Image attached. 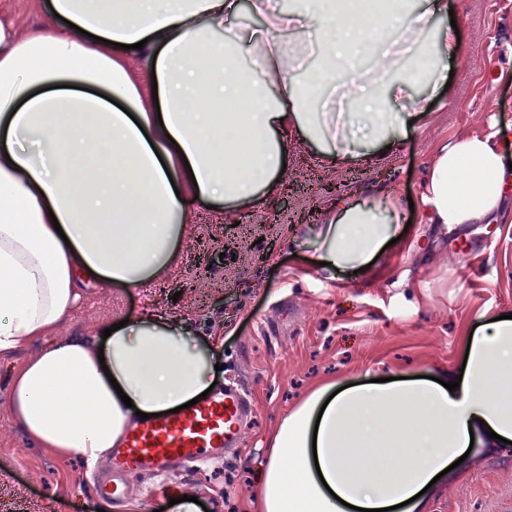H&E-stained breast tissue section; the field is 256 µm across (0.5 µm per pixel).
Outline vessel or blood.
I'll return each mask as SVG.
<instances>
[{
	"label": "vessel or blood",
	"mask_w": 512,
	"mask_h": 512,
	"mask_svg": "<svg viewBox=\"0 0 512 512\" xmlns=\"http://www.w3.org/2000/svg\"><path fill=\"white\" fill-rule=\"evenodd\" d=\"M247 412L244 394L227 386L180 412L140 422L112 451L113 477L101 485L103 502L123 496L125 477L159 476L172 466L223 453Z\"/></svg>",
	"instance_id": "b4317fda"
}]
</instances>
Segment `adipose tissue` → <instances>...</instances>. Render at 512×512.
<instances>
[{
    "label": "adipose tissue",
    "mask_w": 512,
    "mask_h": 512,
    "mask_svg": "<svg viewBox=\"0 0 512 512\" xmlns=\"http://www.w3.org/2000/svg\"><path fill=\"white\" fill-rule=\"evenodd\" d=\"M280 43L256 79L243 64L260 31ZM46 0L51 25L19 31L0 12V356L42 342L91 286L136 288L176 259L192 205L255 208L280 188L295 143L326 160H372L396 145L411 89L443 86L460 40L448 0ZM315 61L282 50L294 20ZM340 89L343 120L314 111ZM113 161L100 171L94 158ZM512 184L497 131L459 136L419 188L428 223H495ZM394 189L340 196L316 227L321 258L369 265L392 239ZM463 374L318 382L270 433L247 512H422V491L469 447L512 441V319H482ZM222 343L190 346L147 314L104 344L54 343L13 377L29 439L87 466L107 458L136 412L164 414L212 384ZM455 390H448L449 382Z\"/></svg>",
    "instance_id": "obj_1"
}]
</instances>
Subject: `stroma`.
<instances>
[{"instance_id":"stroma-1","label":"stroma","mask_w":512,"mask_h":512,"mask_svg":"<svg viewBox=\"0 0 512 512\" xmlns=\"http://www.w3.org/2000/svg\"><path fill=\"white\" fill-rule=\"evenodd\" d=\"M464 52L448 90L424 97L398 148L368 162H331L298 143L286 188L241 213L200 209L185 225L174 264L145 286L88 290L50 341L94 340L113 321L160 313L184 324L191 340L222 337V370L255 405L237 446L200 467L173 470L161 485L130 479L112 512H159L170 499L198 497L208 512H244L276 418L317 380L396 364L458 369L459 338L482 314L512 313V220L454 232L402 207L405 247L384 248L371 270L319 263L313 234L326 190L354 199L394 186L417 197L436 150L498 124L512 145V0H448ZM235 242L224 245L225 229ZM220 259L199 267L201 246ZM429 284L428 304L412 305L399 277ZM37 347L0 357V512H99L96 475L78 456L61 458L30 442L9 406L14 373ZM425 512H512V447L480 449L430 495Z\"/></svg>"}]
</instances>
